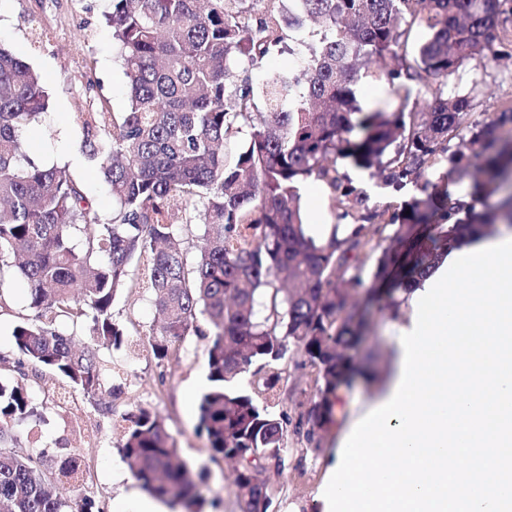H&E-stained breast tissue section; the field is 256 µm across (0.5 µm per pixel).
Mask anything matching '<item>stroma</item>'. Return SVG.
Returning a JSON list of instances; mask_svg holds the SVG:
<instances>
[{
	"label": "stroma",
	"instance_id": "obj_1",
	"mask_svg": "<svg viewBox=\"0 0 512 512\" xmlns=\"http://www.w3.org/2000/svg\"><path fill=\"white\" fill-rule=\"evenodd\" d=\"M111 10L112 0H0V47L24 59L40 75L49 98L39 126L26 134V154L45 168L68 166L93 213L104 222L112 219L110 186L81 151L83 130L75 115L99 104L122 112L129 104L122 61L112 30L103 21ZM36 22L53 31L52 40L34 42L31 28ZM497 50L495 59L470 61L443 85L450 94L473 90L472 118L476 121L485 119L501 104H512V42L499 44ZM437 86L434 80L415 84L408 96L398 97L365 80L357 85L356 94L361 107L371 108L381 102L395 110L430 97ZM336 168L343 184L366 192L373 206L398 205L420 193L412 185L392 192L367 171L342 159ZM0 293L8 301L7 307L0 309V380L13 382L18 378L16 364L20 359L13 329L31 313L26 285L16 267L0 269ZM114 313L135 346L103 354L101 379L111 413L97 411L94 400L80 391L74 392L70 405H58L31 382L27 391L35 414L14 428L21 453L44 450L62 455L80 449L86 459L81 490L105 512H114L121 490L140 486L118 448L121 415L138 407L149 409L163 419L176 439L181 459L208 461L210 454L209 442L199 428L198 411L199 396L207 385L208 338L186 337L177 358L161 363L147 345V335L157 320L150 292L144 288L125 291L117 298ZM410 320L411 309L406 304L395 319L371 310L369 330L355 357L371 363L377 380L370 384L359 378L344 391L339 423L319 449L307 448L304 441L289 436L288 466L272 480L270 512H326L322 493L330 460L349 425L386 392L396 368L399 330L409 326ZM283 369L288 383L280 388V408L292 415L309 406L314 374L297 356L286 360Z\"/></svg>",
	"mask_w": 512,
	"mask_h": 512
}]
</instances>
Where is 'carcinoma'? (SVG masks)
I'll use <instances>...</instances> for the list:
<instances>
[{
	"mask_svg": "<svg viewBox=\"0 0 512 512\" xmlns=\"http://www.w3.org/2000/svg\"><path fill=\"white\" fill-rule=\"evenodd\" d=\"M510 1L262 0L254 17L253 0H112L107 21L130 104L75 116L83 153L111 187L110 222L91 215L66 168L25 155L22 132L48 98L31 67L0 48V263L16 260L34 310L13 330L25 357L20 377L27 362L87 395L101 393L102 350L132 345L114 302L137 286L131 262H143L162 316L149 332L151 352L168 361L186 337L210 336L200 428L211 460L231 464L239 512H269L288 425L317 450L338 424L341 392L360 373L352 351L367 330L364 310L375 304L399 317L398 296L450 253L512 227V138L501 135L512 127V107L473 122L471 93L440 90L409 112L364 109L356 85L370 77L398 95L494 57L496 42L512 38L498 29ZM309 21L321 30L316 43L302 36ZM415 23L427 36L410 57L401 48ZM289 42L303 68L255 86L248 72ZM245 127L246 143L226 157L224 145ZM338 158L396 192L421 182L424 196L379 209L345 191L340 217L351 222L316 239L303 222L300 188L311 179L341 187ZM466 181V192L449 190ZM501 191L495 207H482ZM190 237L202 242L192 256L182 247ZM368 245L377 257L367 279L359 254ZM83 317L88 342L77 349L61 328ZM294 356L316 377L309 407L293 419L276 398L278 365ZM33 415L24 385L0 382V506L95 512L79 494L80 451L50 465L43 451L10 450L13 425ZM122 420V458L143 489L181 512H201L206 468L178 461L158 415L140 407Z\"/></svg>",
	"mask_w": 512,
	"mask_h": 512,
	"instance_id": "carcinoma-1",
	"label": "carcinoma"
}]
</instances>
